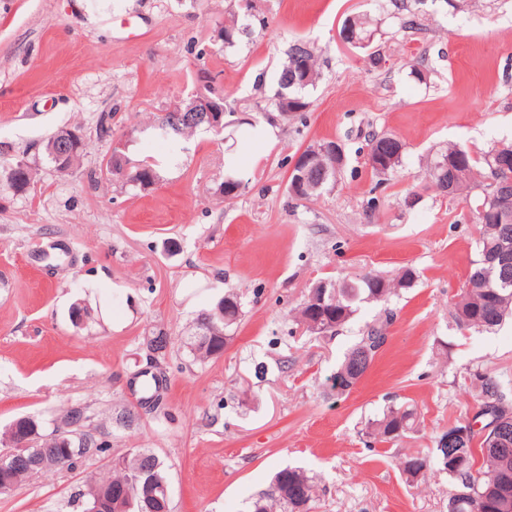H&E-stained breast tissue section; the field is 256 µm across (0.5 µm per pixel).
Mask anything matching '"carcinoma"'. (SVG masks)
Wrapping results in <instances>:
<instances>
[{
	"mask_svg": "<svg viewBox=\"0 0 512 512\" xmlns=\"http://www.w3.org/2000/svg\"><path fill=\"white\" fill-rule=\"evenodd\" d=\"M220 42L224 47L235 45L242 28L235 20L219 28ZM357 48L369 46L374 30L366 15H358L350 30ZM320 54L309 41L293 42L286 53V60L278 73V90L272 100L274 111L283 117H296L309 106L307 92L320 78ZM207 126L203 114L196 112H161L155 116V134L174 147L188 140L198 130ZM59 135L51 137L45 152L54 166L71 168L79 160L83 149L64 150L58 144ZM369 152L383 151L387 164L382 167L370 166L371 172L385 181L393 176L402 164L404 146L392 135H373L368 142ZM512 153V144L495 146L481 157L475 158L464 147L450 144L427 170L428 186L443 196L465 195L473 198V215L479 224L477 240L478 258L469 272L467 287L457 296L454 303L453 319L461 329L478 328L494 330L506 319L512 317V210L497 209V205L486 197L505 189L512 196V168L504 171L494 168V153L501 150ZM9 170L16 175L9 178L10 185L24 190L31 183V170H20V162L9 164ZM339 171L333 160L323 154L313 157L304 173L302 190L292 192V183H287L288 196L294 201H308L320 194L337 180ZM115 177L126 179L134 187H147L155 183L158 175L153 165L145 162L133 167L129 174L112 172ZM245 188L243 182L228 177L220 187L227 200L238 197ZM485 204V215H480L476 206ZM415 272L406 269L397 278L382 275L364 276L356 281L337 285L336 298L326 299L314 307L311 297L296 309V321L312 335L324 333L328 336L353 318L363 303L386 304L398 288H410ZM215 309L201 311L194 324L196 336L205 332L214 337V348L224 346L231 339L230 332L241 317L242 307L238 297L232 293L224 296V319L214 316ZM387 336L383 327L368 329L358 343L344 355L336 369L335 377L345 383V389L336 391L344 395L352 390L363 378L375 356L386 344ZM480 415L491 410L493 421L500 424L505 435L484 424L480 431H470L465 441L457 446L448 443V432H441L434 440L433 452L413 455L403 462L407 478L414 480L427 470L436 467L453 480V489L448 497V512H512V400L508 389L496 378L487 377L481 381L477 394ZM85 416L73 409L66 414L64 425L70 427L68 438L80 436L86 444L79 452L67 457V467L79 466L91 452L104 453L107 447L97 445L92 435L82 430ZM419 422L417 408L412 404L388 407L382 415L368 426V434L382 440L394 441L412 432ZM480 448H474V443ZM480 451L482 464H477L475 451ZM33 455L52 458L64 453L53 439L40 433V440L31 446ZM55 468L47 462L36 468L20 465L15 468L13 482L21 486L33 475ZM141 473L137 484H130L134 473ZM167 481L163 462L148 450L138 449L115 461L113 473L97 480L101 487L113 489L112 512H170V503L150 502L147 499V482ZM314 477L300 468L285 467L275 473L268 490L254 498L247 512H310L314 498Z\"/></svg>",
	"mask_w": 512,
	"mask_h": 512,
	"instance_id": "obj_1",
	"label": "carcinoma"
}]
</instances>
